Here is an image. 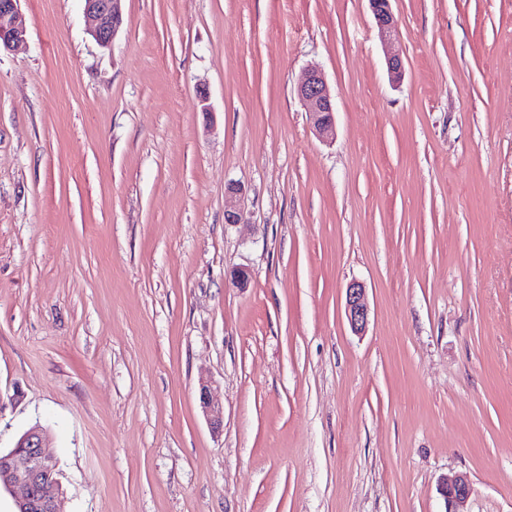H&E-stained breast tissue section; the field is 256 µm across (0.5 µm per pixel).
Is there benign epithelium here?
Instances as JSON below:
<instances>
[{
	"instance_id": "obj_1",
	"label": "benign epithelium",
	"mask_w": 512,
	"mask_h": 512,
	"mask_svg": "<svg viewBox=\"0 0 512 512\" xmlns=\"http://www.w3.org/2000/svg\"><path fill=\"white\" fill-rule=\"evenodd\" d=\"M20 2L0 0V48L9 49L25 38L26 23ZM84 2L90 34L99 45L109 46L123 24L121 0ZM368 3L378 37L387 47L389 78L398 84L404 73L403 51L396 38L397 21L391 0H368ZM297 96L309 113L316 134L322 139L334 138L336 102L324 74L318 69L309 70L297 87ZM242 199V187L235 183L228 184L225 190L224 223H241ZM345 312L354 331L365 330L370 310L366 288L361 283L353 282L346 289ZM199 401L211 427L220 429L223 425L221 408L205 383L200 386ZM46 442V429L34 425L20 436L13 448L0 451V485L21 490L16 500V512H57L63 486L58 466L46 452ZM472 491V481L465 474L443 481L439 493L445 501V512H464L463 507Z\"/></svg>"
}]
</instances>
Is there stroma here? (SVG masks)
Returning a JSON list of instances; mask_svg holds the SVG:
<instances>
[{
	"instance_id": "35a3bbf8",
	"label": "stroma",
	"mask_w": 512,
	"mask_h": 512,
	"mask_svg": "<svg viewBox=\"0 0 512 512\" xmlns=\"http://www.w3.org/2000/svg\"><path fill=\"white\" fill-rule=\"evenodd\" d=\"M391 5L396 85L367 0H123L107 48L84 0H22L0 448L49 428L60 512H444L459 473L512 512V0ZM297 96L316 134L322 139L334 138L336 102L324 74L318 69L309 70L297 87ZM243 189L240 185L229 183L225 190L224 221L228 224H239L242 221L241 202ZM345 312L354 331L365 330L370 310L366 299V288L361 283L352 282L346 289ZM199 401L203 413L207 416L211 427L213 429L219 430L223 425L221 408L219 403L214 400L209 386L205 384V382H201Z\"/></svg>"
}]
</instances>
